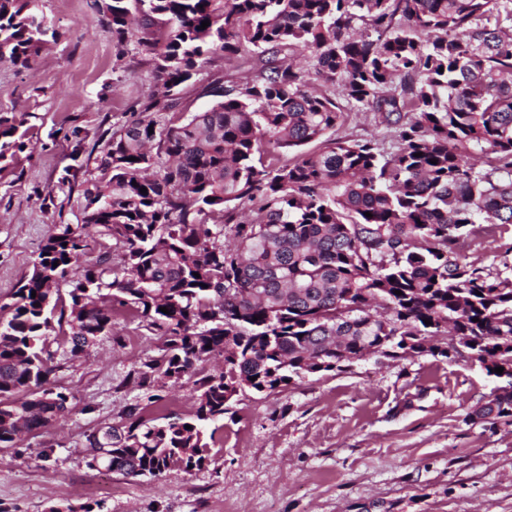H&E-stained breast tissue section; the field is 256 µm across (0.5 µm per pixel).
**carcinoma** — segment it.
<instances>
[{
  "label": "carcinoma",
  "mask_w": 512,
  "mask_h": 512,
  "mask_svg": "<svg viewBox=\"0 0 512 512\" xmlns=\"http://www.w3.org/2000/svg\"><path fill=\"white\" fill-rule=\"evenodd\" d=\"M104 10L116 46L152 58L155 89L94 160L76 141L59 184L82 176L79 224L48 236L0 304V447L71 411L46 387L58 335L79 356L125 309L159 337L135 371L150 395L84 448L125 477L210 462L207 426L247 389L271 393L376 353L458 357L428 343L442 332L467 338L471 359L508 380L470 417L512 426V276L457 258L467 238L512 231V0H110ZM54 40L39 0H0V63L26 68ZM296 53L326 90L309 87ZM217 55L253 77L218 81L203 89L210 107L179 111L183 85ZM339 99L393 129L396 149L329 137L344 121ZM26 124L0 113V176L31 145ZM474 151L493 155L489 168ZM92 231L123 245L122 275L85 259ZM217 358L224 367L202 373ZM160 379L194 380L191 421L146 416Z\"/></svg>",
  "instance_id": "obj_1"
}]
</instances>
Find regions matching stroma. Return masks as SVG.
Returning a JSON list of instances; mask_svg holds the SVG:
<instances>
[{"mask_svg": "<svg viewBox=\"0 0 512 512\" xmlns=\"http://www.w3.org/2000/svg\"><path fill=\"white\" fill-rule=\"evenodd\" d=\"M58 39L30 67L0 64V112L27 114L33 148L0 177V304L52 232L76 221L60 191L75 142L92 150L154 85L149 56L118 55L96 0H41ZM336 137L394 146L372 113L346 109ZM460 262L512 274V237L464 243ZM158 339L131 311L78 358L57 347L59 423L0 449V512H512V426L472 422L502 387L469 358L370 356L347 370L245 391L203 467L128 478L88 467L85 436L145 396L131 375Z\"/></svg>", "mask_w": 512, "mask_h": 512, "instance_id": "1", "label": "stroma"}]
</instances>
